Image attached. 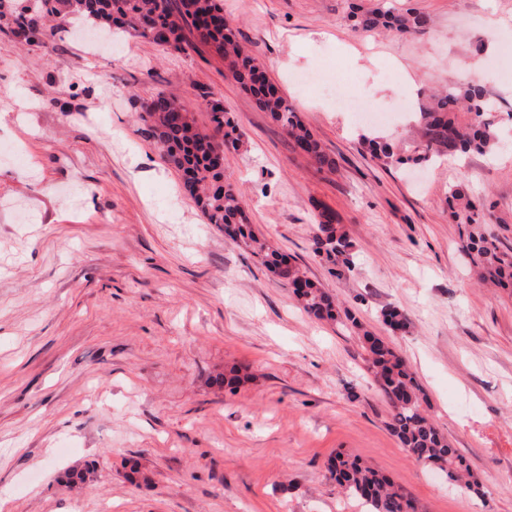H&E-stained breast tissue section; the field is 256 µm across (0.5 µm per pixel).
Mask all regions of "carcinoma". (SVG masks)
Here are the masks:
<instances>
[{"label": "carcinoma", "instance_id": "carcinoma-1", "mask_svg": "<svg viewBox=\"0 0 512 512\" xmlns=\"http://www.w3.org/2000/svg\"><path fill=\"white\" fill-rule=\"evenodd\" d=\"M27 0H0V31L36 28L38 36L26 44L49 53L64 23L76 17L92 19V27L133 32L157 46L185 50L184 31L196 34L226 63L233 78L254 98L258 108L269 114L290 136L297 148L321 169L332 171L336 162L327 154L312 130L280 94L258 59L240 42L237 31L224 19L219 0H34L35 12ZM347 19L361 31L384 29L399 36L423 33L430 17L418 10L394 11L379 3L365 10L358 3L348 5ZM212 130H200L187 110L163 92L141 106L140 118L156 140L167 163L181 174L185 191L193 198L207 223L219 227L232 242L253 249L267 270L293 287L303 310L312 318L335 321L343 316L358 330L361 323L341 309L336 296L310 280L297 265L276 250L260 243L246 215V201L226 181L224 150L239 146L236 125L224 104L213 92L203 95ZM493 103L485 88L476 83L439 90L416 113L412 151L401 154L390 142L361 136V144L385 165L425 164L444 157L486 154L500 144L497 126L490 118ZM448 209L453 220L467 226L461 251L478 281L512 292V251L503 250L484 225L490 209L470 194L465 182L448 191ZM313 253L334 266L350 268L352 244L335 226L329 211L319 215L311 239ZM390 329H404L408 321L396 307L382 310ZM363 339L372 370L391 407L389 428L400 444L417 461L448 473L457 480L466 469L462 457L452 448L422 407V388L405 361L381 337L367 331ZM331 477L349 496L365 505L366 512H416L415 503L389 477L365 465L355 455L338 452L329 464Z\"/></svg>", "mask_w": 512, "mask_h": 512}]
</instances>
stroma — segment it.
<instances>
[{
    "label": "stroma",
    "mask_w": 512,
    "mask_h": 512,
    "mask_svg": "<svg viewBox=\"0 0 512 512\" xmlns=\"http://www.w3.org/2000/svg\"><path fill=\"white\" fill-rule=\"evenodd\" d=\"M390 3L430 28L354 30L348 0H222L332 172L206 46L64 33L48 56L0 32V512H361L327 470L339 451L389 475L418 512H512V295L477 282L448 213L465 181L512 249V0ZM320 63L389 121L358 123L324 87L294 81ZM469 73L499 102L495 153L414 170L362 145L408 146L428 90ZM160 91L201 128V93L220 97L241 135L224 173L257 235L404 358L480 493L402 448L349 322L307 316L206 222L140 119ZM325 209L353 244L340 276L311 249ZM388 307L406 331L383 324ZM234 366L240 384L216 385ZM86 467L84 484L63 482Z\"/></svg>",
    "instance_id": "obj_1"
}]
</instances>
